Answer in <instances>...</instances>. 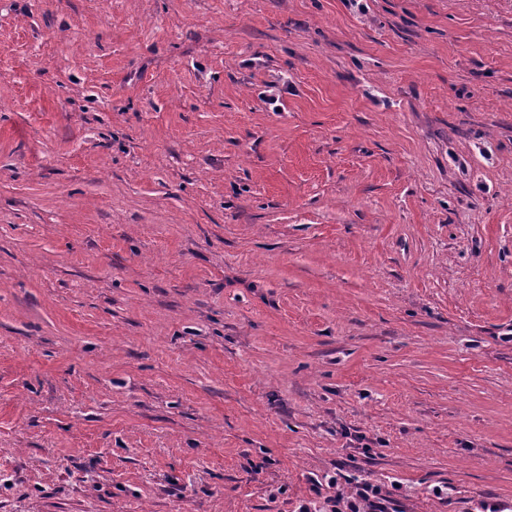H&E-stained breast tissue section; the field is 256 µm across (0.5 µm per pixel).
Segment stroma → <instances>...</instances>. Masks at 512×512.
<instances>
[{"mask_svg": "<svg viewBox=\"0 0 512 512\" xmlns=\"http://www.w3.org/2000/svg\"><path fill=\"white\" fill-rule=\"evenodd\" d=\"M512 512V0H0V512ZM340 477L348 490L344 492L338 488L337 477L329 479L328 486L336 488V492L326 499L330 507L327 512H404L399 501L391 497L390 493L383 494L378 486L359 481L351 475Z\"/></svg>", "mask_w": 512, "mask_h": 512, "instance_id": "1", "label": "stroma"}]
</instances>
